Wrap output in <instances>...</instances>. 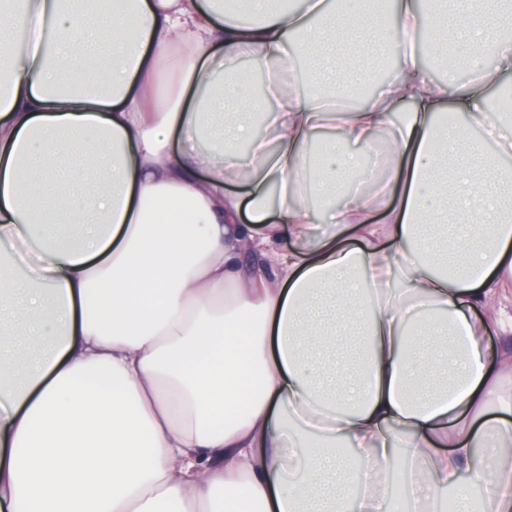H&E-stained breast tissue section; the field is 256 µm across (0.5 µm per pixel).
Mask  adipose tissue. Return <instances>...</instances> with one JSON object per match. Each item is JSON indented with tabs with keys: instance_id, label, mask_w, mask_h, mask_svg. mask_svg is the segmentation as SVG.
I'll return each instance as SVG.
<instances>
[{
	"instance_id": "1",
	"label": "adipose tissue",
	"mask_w": 512,
	"mask_h": 512,
	"mask_svg": "<svg viewBox=\"0 0 512 512\" xmlns=\"http://www.w3.org/2000/svg\"><path fill=\"white\" fill-rule=\"evenodd\" d=\"M245 6L0 9V512H512V0Z\"/></svg>"
}]
</instances>
